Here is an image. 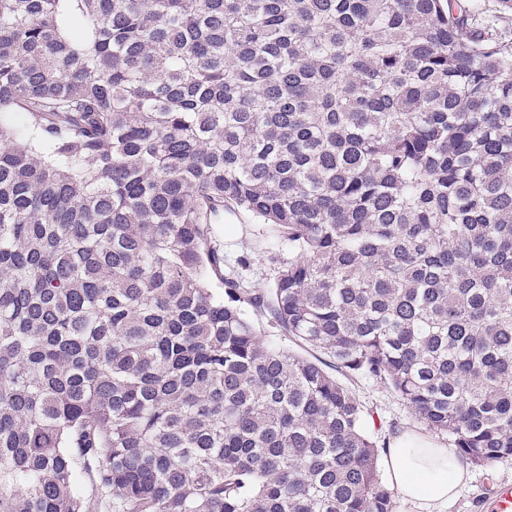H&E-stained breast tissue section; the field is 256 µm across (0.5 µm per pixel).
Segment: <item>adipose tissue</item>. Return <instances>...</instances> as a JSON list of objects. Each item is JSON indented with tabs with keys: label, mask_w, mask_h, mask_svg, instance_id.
<instances>
[{
	"label": "adipose tissue",
	"mask_w": 512,
	"mask_h": 512,
	"mask_svg": "<svg viewBox=\"0 0 512 512\" xmlns=\"http://www.w3.org/2000/svg\"><path fill=\"white\" fill-rule=\"evenodd\" d=\"M386 467L392 490L418 512H443L469 479L450 448L412 432L392 439Z\"/></svg>",
	"instance_id": "1"
}]
</instances>
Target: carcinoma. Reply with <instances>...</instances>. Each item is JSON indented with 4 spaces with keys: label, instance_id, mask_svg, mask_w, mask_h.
<instances>
[{
    "label": "carcinoma",
    "instance_id": "carcinoma-1",
    "mask_svg": "<svg viewBox=\"0 0 512 512\" xmlns=\"http://www.w3.org/2000/svg\"><path fill=\"white\" fill-rule=\"evenodd\" d=\"M493 2L0 0V512H392L364 377L512 457ZM241 222L231 216L224 224H212V244L220 247L229 262L241 254L243 246L247 245L251 255L250 271L247 272L256 282L266 284L273 278V268L266 261L267 248L272 239L266 238L263 224L244 212L239 213Z\"/></svg>",
    "mask_w": 512,
    "mask_h": 512
}]
</instances>
